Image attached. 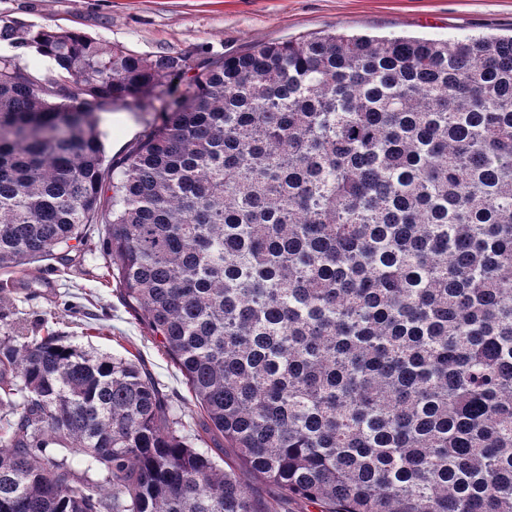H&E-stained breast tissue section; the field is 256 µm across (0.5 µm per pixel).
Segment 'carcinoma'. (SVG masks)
<instances>
[{
    "label": "carcinoma",
    "instance_id": "obj_1",
    "mask_svg": "<svg viewBox=\"0 0 512 512\" xmlns=\"http://www.w3.org/2000/svg\"><path fill=\"white\" fill-rule=\"evenodd\" d=\"M0 41L53 62L0 58V269L108 225L125 305L233 454L190 447L138 360L2 336L0 512H512V36ZM176 78L107 179L95 109ZM0 57L12 58L36 74L44 73L52 67V61L38 54L33 48L15 47L4 41H0ZM47 453L56 459H61L62 457L67 458V462L80 472L85 470L87 471V462L80 455L75 454L66 448H54L51 446L47 448ZM86 473L88 480L95 485L101 482L104 476L101 472L95 469H91Z\"/></svg>",
    "mask_w": 512,
    "mask_h": 512
}]
</instances>
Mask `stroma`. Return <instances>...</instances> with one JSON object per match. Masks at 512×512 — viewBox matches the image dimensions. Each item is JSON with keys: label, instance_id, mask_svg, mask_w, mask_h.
Wrapping results in <instances>:
<instances>
[{"label": "stroma", "instance_id": "1", "mask_svg": "<svg viewBox=\"0 0 512 512\" xmlns=\"http://www.w3.org/2000/svg\"><path fill=\"white\" fill-rule=\"evenodd\" d=\"M77 29L142 55L194 52L220 57L306 34L446 39L512 34V0H0V19ZM107 161L124 156L154 113L97 109ZM65 257L0 270V336L55 333L114 357L141 356L181 419L187 444L205 450L202 414L185 377L144 323L124 306L103 250L105 227L91 224Z\"/></svg>", "mask_w": 512, "mask_h": 512}]
</instances>
